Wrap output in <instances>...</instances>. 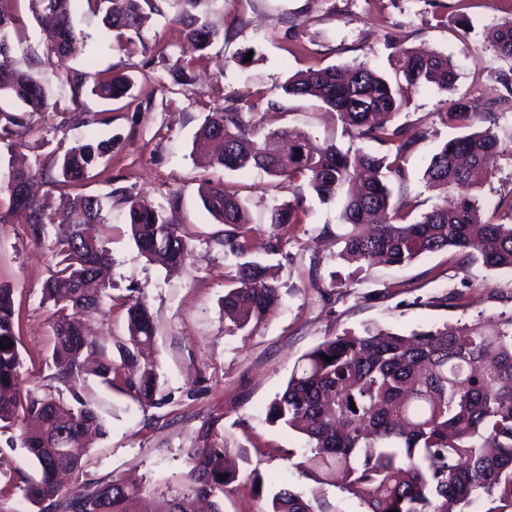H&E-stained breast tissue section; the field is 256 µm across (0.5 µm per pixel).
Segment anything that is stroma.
<instances>
[{
    "instance_id": "1",
    "label": "stroma",
    "mask_w": 512,
    "mask_h": 512,
    "mask_svg": "<svg viewBox=\"0 0 512 512\" xmlns=\"http://www.w3.org/2000/svg\"><path fill=\"white\" fill-rule=\"evenodd\" d=\"M158 9L140 39L125 49H111L101 38V14L80 4L73 15L87 53L58 59L49 50L47 33L29 0H11L20 33L13 37L15 58L31 64L45 87L53 110L24 115L22 141H0V158L17 156L53 172L58 156L92 136H120L123 144L93 170L85 193L111 196L107 221L95 225V237L111 262V309L86 316V332L109 351L128 337L126 306L145 302L152 314V355L158 364L160 401L141 406L124 385H102L88 377L78 385L107 429L88 448L79 475L66 478L64 492L79 493L118 478L146 480L159 492L182 487L191 468L188 453L210 446L225 449L237 479L224 493V512H265L267 491L279 475L292 487L309 492L312 481L291 469L284 452L299 449L303 437L270 425L266 409L280 393L297 359L324 337L360 331L376 322L400 333L457 320L472 321L512 313V272L474 264L461 268L450 253L421 256L404 267L380 265L351 278L352 268L339 259L341 199L323 201L305 194L301 224L291 228L282 253L266 251V209L292 200L288 181L272 180L251 169L228 173L209 167L192 154L194 135L213 107L238 96L254 105L244 118L256 132L289 128L318 144L378 151V144L353 139L336 113L314 99L288 98L280 89L289 74L327 65L368 64L383 68L391 46L448 55L456 68L454 88L423 87L412 93L401 120L418 141L405 159L407 194L416 213L444 204V191L426 187L422 174L434 147L458 135L442 115L459 97L483 107L503 95L500 71L512 61L497 57L490 33L512 19V0H211L209 19L223 39L209 50L210 62L194 85L175 84L156 65L157 47L179 58L187 43L174 17L173 0H158ZM468 19L462 27L460 19ZM115 68L131 76L132 97L107 104L82 92L72 99L68 70L86 71L88 79ZM82 117H74L75 107ZM223 180L245 199L255 222L252 256L269 266L281 288L282 304L252 336L228 330L224 320L225 278L236 260L224 252V227L203 208L199 188ZM179 198L168 217L189 242L183 265L168 269L147 261L127 232V195L165 204ZM7 197L0 196V285L13 290L24 363V389L68 396L54 378L53 330L46 281L57 256L53 236L34 241L27 225L14 221ZM339 286L334 304L322 294ZM464 293L463 309L415 305L446 292ZM386 299H378V292ZM264 480V494L251 489L254 475ZM39 472L21 448L17 433L0 429V512H37L24 487Z\"/></svg>"
}]
</instances>
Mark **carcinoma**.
<instances>
[{"label":"carcinoma","instance_id":"cac0c4a2","mask_svg":"<svg viewBox=\"0 0 512 512\" xmlns=\"http://www.w3.org/2000/svg\"><path fill=\"white\" fill-rule=\"evenodd\" d=\"M0 0V96L18 100L27 112L50 110L42 84L12 55L15 18ZM51 20L50 51L68 56L77 34L72 23L80 0H31ZM103 13L104 36L121 44L139 37L153 0H86ZM176 21L197 50L204 51L221 33L208 21L210 0H176ZM494 51L512 59V20L497 26ZM388 69L359 64L349 69L331 65L288 76L282 86L290 97L315 98L337 112L354 137L377 143L383 152H353L337 145L292 139L286 129L258 138L243 121L251 109L245 97L227 100L210 112L196 133L193 149L206 154L213 167L239 171L260 169L295 186L294 202L275 204L269 211L268 251L281 252L286 231L301 223L304 189L322 200L342 196L341 218L350 230L341 236L340 256L362 273L381 264L406 265L419 257L455 250L464 268L481 263L512 271V196L502 201L501 218L483 220L472 191L492 177L488 159L512 155V133L485 129L443 141L433 150L423 178L445 191L459 190L451 207L437 206L409 219L405 199L393 198V187L404 191L407 174L402 162L416 144L408 126L398 121L410 94L422 86L446 91L457 78L452 60L441 53L393 48ZM196 60H177L174 81L195 80ZM507 94L495 102L512 110V68L499 73ZM128 76L115 71L98 82L92 93L106 101L130 96ZM469 100L444 113L451 124L478 118ZM119 139L90 140L65 153L58 165L62 182L85 181L98 159L111 153ZM46 175L41 168H0V195L8 196L9 212L41 240L55 230L61 256L47 281L53 302L52 361L55 379L66 387L93 375L112 385L126 373L127 390L144 406L156 404L160 392L157 364L143 356L155 335L152 315L141 303L127 310L129 338L118 345L119 361L84 335L82 317L100 309L108 286L100 271L109 254L100 244L88 246L83 226L105 223V201L93 195L67 196L49 204L23 194L20 187ZM128 225L138 251L167 266L183 264L189 245L165 209L145 198L124 197ZM205 210L224 225V247L238 263V275L224 295V311L235 330L251 336L281 302L280 288L267 268L248 259L247 202L223 181L201 189ZM420 306L465 307L460 292L416 300ZM12 289L0 285V423L18 430V440L33 459L39 478L26 484L25 497L38 512H142L150 493L145 485L120 479L83 493L62 494L61 473H78L87 445L106 435L102 419L78 395L75 406L51 394L38 396L20 389ZM333 357L326 362L322 355ZM266 420L287 427L305 439L287 460L303 477L360 499L366 512H463L477 501L483 512H512V314L485 321L445 322L400 334L365 324L360 332L328 336L301 355L282 393L270 402ZM192 467L183 488L168 500V512H195L200 499L211 512H224V487L235 474L224 465L222 448H193ZM225 478H220V475ZM458 510H453V507ZM266 512H330L326 498H307L288 483L268 495Z\"/></svg>","mask_w":512,"mask_h":512}]
</instances>
